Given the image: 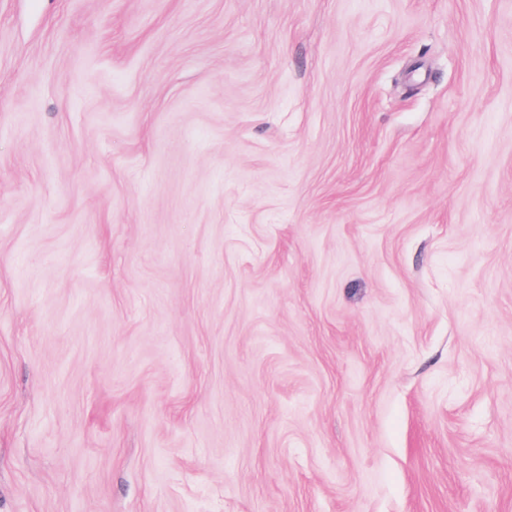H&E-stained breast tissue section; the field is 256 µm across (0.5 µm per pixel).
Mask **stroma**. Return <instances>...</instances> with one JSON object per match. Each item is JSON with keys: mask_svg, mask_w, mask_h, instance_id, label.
<instances>
[{"mask_svg": "<svg viewBox=\"0 0 512 512\" xmlns=\"http://www.w3.org/2000/svg\"><path fill=\"white\" fill-rule=\"evenodd\" d=\"M0 512H512V0H0Z\"/></svg>", "mask_w": 512, "mask_h": 512, "instance_id": "1", "label": "stroma"}]
</instances>
